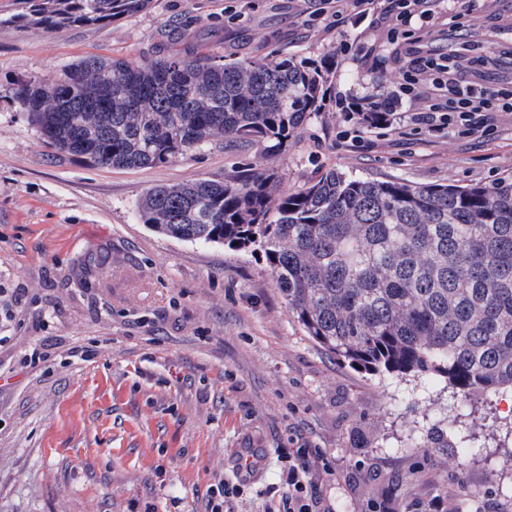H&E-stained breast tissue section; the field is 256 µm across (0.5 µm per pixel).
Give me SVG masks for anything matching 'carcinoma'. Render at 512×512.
I'll list each match as a JSON object with an SVG mask.
<instances>
[{
    "instance_id": "obj_1",
    "label": "carcinoma",
    "mask_w": 512,
    "mask_h": 512,
    "mask_svg": "<svg viewBox=\"0 0 512 512\" xmlns=\"http://www.w3.org/2000/svg\"><path fill=\"white\" fill-rule=\"evenodd\" d=\"M45 30L101 24L150 0H17ZM333 62H149L86 56L16 99L49 148L87 165L145 168L217 140L276 153L325 105ZM138 214L186 242L259 250L323 351L365 372L442 376L459 394L512 389V174L493 185H414L321 173L277 192L274 170L156 186ZM110 265L88 255L83 276Z\"/></svg>"
}]
</instances>
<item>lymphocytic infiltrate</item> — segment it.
I'll list each match as a JSON object with an SVG mask.
<instances>
[{"instance_id":"f902f5d3","label":"lymphocytic infiltrate","mask_w":512,"mask_h":512,"mask_svg":"<svg viewBox=\"0 0 512 512\" xmlns=\"http://www.w3.org/2000/svg\"><path fill=\"white\" fill-rule=\"evenodd\" d=\"M429 0H390L389 37L406 46L409 61L401 67L397 94L383 98L379 128L390 134H402L412 128L429 137H471L487 135L496 113L512 112V82L490 86L481 82L483 70L496 67V49L479 57L461 53L421 54L418 43L424 39L423 25L433 15ZM416 104L415 111L403 110V101ZM288 469L281 482L287 493L271 501L265 512H316L319 499L316 488L322 474L330 473L329 464H318L317 449L301 444L284 449Z\"/></svg>"}]
</instances>
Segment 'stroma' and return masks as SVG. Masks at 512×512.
Returning a JSON list of instances; mask_svg holds the SVG:
<instances>
[{"label": "stroma", "mask_w": 512, "mask_h": 512, "mask_svg": "<svg viewBox=\"0 0 512 512\" xmlns=\"http://www.w3.org/2000/svg\"><path fill=\"white\" fill-rule=\"evenodd\" d=\"M434 10L430 47L476 50L498 31L508 56L488 78L512 80V0H489L458 30L446 0ZM14 12L0 0V512H210L221 480L241 487L224 512H264L285 493L292 439L335 469L319 485L326 512H369L388 491L405 506L445 494L459 512H512V393L465 399L439 376L355 371L305 335L260 254L165 237L137 211L155 186L264 169L282 193L332 169L489 185L512 174V112L485 138L375 129L353 144L328 103L279 153L238 140L148 168L91 167L45 148L15 100L20 82L85 56L180 51L330 57L331 95H392L403 49L387 25L337 26L325 0H150L106 25L48 33ZM91 250L112 265L85 281ZM437 427L453 432L448 447H429ZM247 448L260 458L249 473Z\"/></svg>", "instance_id": "obj_1"}]
</instances>
